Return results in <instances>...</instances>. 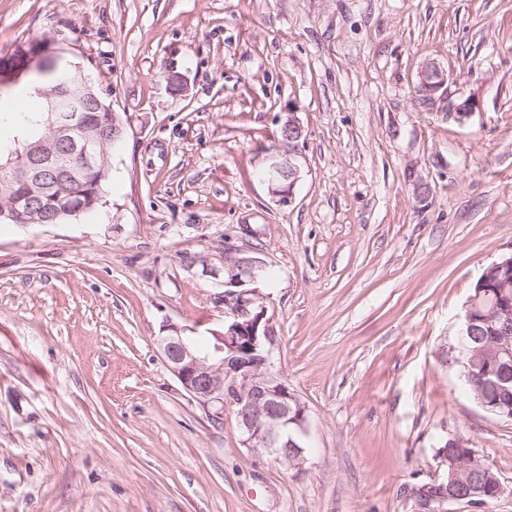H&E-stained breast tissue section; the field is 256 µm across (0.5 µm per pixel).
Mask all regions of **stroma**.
Masks as SVG:
<instances>
[{"instance_id": "obj_1", "label": "stroma", "mask_w": 512, "mask_h": 512, "mask_svg": "<svg viewBox=\"0 0 512 512\" xmlns=\"http://www.w3.org/2000/svg\"><path fill=\"white\" fill-rule=\"evenodd\" d=\"M40 38L126 132L96 211L0 224V512H422L451 438L506 491L436 512H512V422L466 394L458 349L512 253V0H0V55ZM285 158L286 199L265 178ZM228 246L265 265L303 465L213 424L156 344L167 321L223 332L198 260ZM68 84L77 85L80 90L79 97L82 100L88 99H96L97 89L95 88L93 82L89 78L88 74L85 73L83 66L74 61L71 65V70L69 73ZM446 82L444 71L435 62L425 65L420 75V86L429 89L433 95L439 92Z\"/></svg>"}]
</instances>
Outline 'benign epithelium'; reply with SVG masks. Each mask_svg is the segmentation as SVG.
<instances>
[{
  "mask_svg": "<svg viewBox=\"0 0 512 512\" xmlns=\"http://www.w3.org/2000/svg\"><path fill=\"white\" fill-rule=\"evenodd\" d=\"M57 53L51 41L27 42L0 57V89L21 78L44 70ZM446 75L434 62L425 65L420 86L430 93L439 92ZM68 84L79 87V97L92 100L97 89L83 66L73 62ZM48 133L26 149L27 162L13 166L12 160L0 163L9 171L0 186L12 191L19 183L25 186L33 200L26 205L18 202L0 210V219L11 224H51L54 217L43 198L53 191L49 180L60 177L74 180L76 165L88 171L100 167L108 157V147L124 134V123L110 111L105 122L88 121L82 112H51ZM283 140L301 138L302 130L293 113L281 127ZM273 182L293 183L296 168L291 161L275 162L269 171ZM263 269L256 257H238L234 249L224 247L222 269L205 267V272L224 275V332L215 336V343L201 351L186 335V328L170 321L161 326L157 338L161 356L176 378L180 388L196 401L210 419L221 425L224 414L234 416L243 447L256 455L273 456L293 466L305 463L303 439L307 419L306 406L288 388L280 373L273 370L271 345L273 336L266 319L265 306L258 302L255 290H240L255 281ZM482 322L498 325L499 336L484 347L488 362L481 372V384L495 390L497 399L481 396L477 403L489 413L512 421V299L487 281V274L478 280L476 295L465 305L461 345L476 362L481 349L472 346L475 326ZM491 478V467L471 450L447 468L444 482L433 481L419 489L422 505L429 507L448 501L468 500Z\"/></svg>",
  "mask_w": 512,
  "mask_h": 512,
  "instance_id": "7a95c632",
  "label": "benign epithelium"
}]
</instances>
